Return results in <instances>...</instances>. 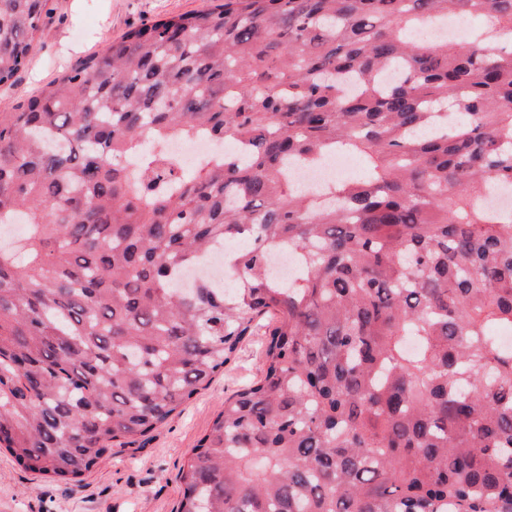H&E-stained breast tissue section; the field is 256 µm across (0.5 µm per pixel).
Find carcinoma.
Listing matches in <instances>:
<instances>
[{"label":"carcinoma","mask_w":512,"mask_h":512,"mask_svg":"<svg viewBox=\"0 0 512 512\" xmlns=\"http://www.w3.org/2000/svg\"><path fill=\"white\" fill-rule=\"evenodd\" d=\"M52 0H0V85ZM488 18L450 45L425 19ZM512 0H224L0 114V449L77 482L206 389L178 512H512ZM230 150L194 172L169 141ZM364 165L320 195L293 165ZM235 287L185 291L215 245ZM297 261L280 280L273 254Z\"/></svg>","instance_id":"obj_1"}]
</instances>
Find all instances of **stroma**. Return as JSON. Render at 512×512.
<instances>
[{"instance_id": "obj_1", "label": "stroma", "mask_w": 512, "mask_h": 512, "mask_svg": "<svg viewBox=\"0 0 512 512\" xmlns=\"http://www.w3.org/2000/svg\"><path fill=\"white\" fill-rule=\"evenodd\" d=\"M215 0H54L38 46L20 80L0 87V113L11 112L107 40L164 15L213 6ZM264 336L245 341L212 385L166 423L113 447L78 484L42 478L0 452V512H176L180 472L223 409L224 400L263 373Z\"/></svg>"}]
</instances>
